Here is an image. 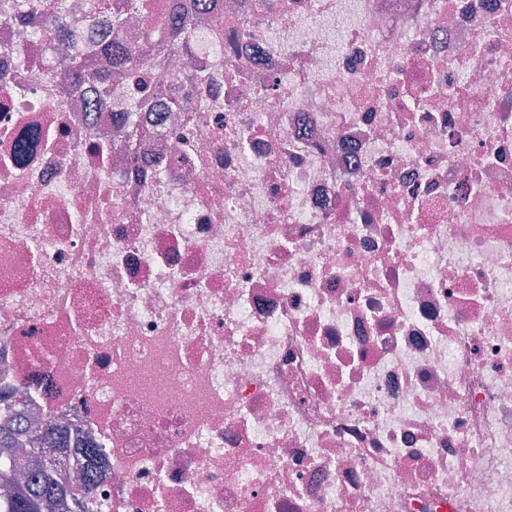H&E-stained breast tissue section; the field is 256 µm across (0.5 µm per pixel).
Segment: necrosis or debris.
<instances>
[{
  "label": "necrosis or debris",
  "mask_w": 512,
  "mask_h": 512,
  "mask_svg": "<svg viewBox=\"0 0 512 512\" xmlns=\"http://www.w3.org/2000/svg\"><path fill=\"white\" fill-rule=\"evenodd\" d=\"M144 0L126 45H160ZM132 97L0 0V394L112 512H512V0H205Z\"/></svg>",
  "instance_id": "obj_1"
}]
</instances>
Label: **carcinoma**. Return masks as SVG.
Here are the masks:
<instances>
[{"label":"carcinoma","instance_id":"carcinoma-1","mask_svg":"<svg viewBox=\"0 0 512 512\" xmlns=\"http://www.w3.org/2000/svg\"><path fill=\"white\" fill-rule=\"evenodd\" d=\"M200 0H181L179 12L183 19L182 37L190 38L188 23L196 22L200 13ZM143 0H104L108 12L111 35L97 43L95 57L85 54V48L76 38L71 39L58 56L57 63L49 66L45 77L55 82L63 92L82 86L101 87L112 75L136 72L139 61L120 40L127 21L141 12ZM43 435L34 432L20 435L10 424L0 423V512H55L64 498L74 497L82 508H106L91 496L94 469L93 451L85 452L87 462L74 455L63 464L41 455L39 446ZM24 451L32 465L22 483L12 482L15 469L11 467L16 453Z\"/></svg>","mask_w":512,"mask_h":512}]
</instances>
